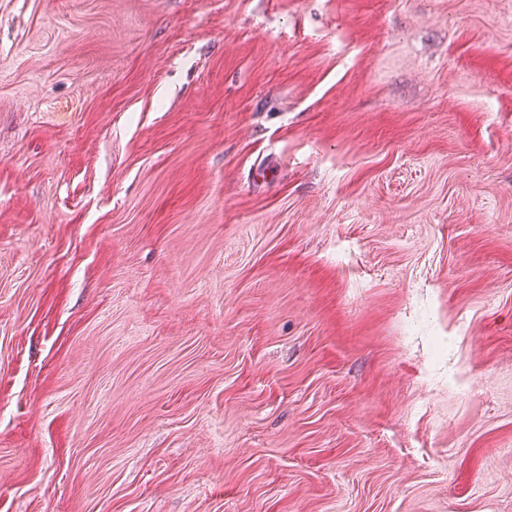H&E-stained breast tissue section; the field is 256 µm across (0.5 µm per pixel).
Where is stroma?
Instances as JSON below:
<instances>
[{
    "instance_id": "stroma-1",
    "label": "stroma",
    "mask_w": 512,
    "mask_h": 512,
    "mask_svg": "<svg viewBox=\"0 0 512 512\" xmlns=\"http://www.w3.org/2000/svg\"><path fill=\"white\" fill-rule=\"evenodd\" d=\"M0 512H512V0H0Z\"/></svg>"
}]
</instances>
